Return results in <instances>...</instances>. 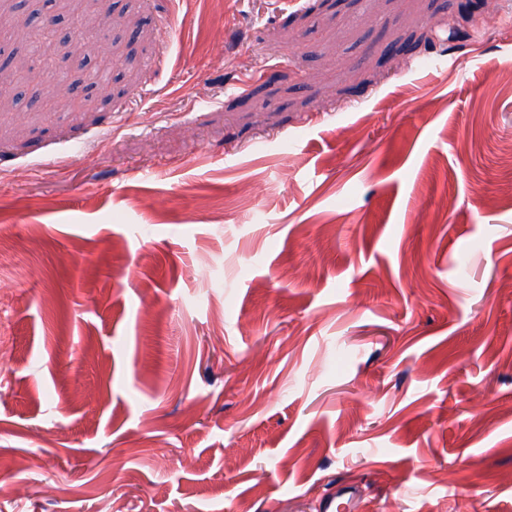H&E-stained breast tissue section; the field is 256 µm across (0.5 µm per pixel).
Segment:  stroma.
Wrapping results in <instances>:
<instances>
[{
  "mask_svg": "<svg viewBox=\"0 0 512 512\" xmlns=\"http://www.w3.org/2000/svg\"><path fill=\"white\" fill-rule=\"evenodd\" d=\"M467 2L50 47L136 59L0 112V512H512V0Z\"/></svg>",
  "mask_w": 512,
  "mask_h": 512,
  "instance_id": "obj_1",
  "label": "stroma"
}]
</instances>
